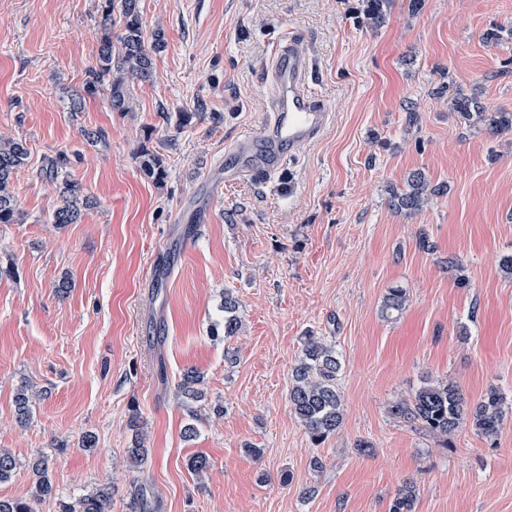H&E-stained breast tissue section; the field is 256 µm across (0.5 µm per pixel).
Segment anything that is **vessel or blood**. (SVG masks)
<instances>
[{
	"label": "vessel or blood",
	"mask_w": 512,
	"mask_h": 512,
	"mask_svg": "<svg viewBox=\"0 0 512 512\" xmlns=\"http://www.w3.org/2000/svg\"><path fill=\"white\" fill-rule=\"evenodd\" d=\"M311 57L298 34L284 37L271 56L264 83L268 108L262 120L227 150L228 182L279 180L296 150L319 141L334 121L327 106L309 89Z\"/></svg>",
	"instance_id": "obj_1"
}]
</instances>
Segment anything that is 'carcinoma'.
I'll return each instance as SVG.
<instances>
[{
  "instance_id": "cac0c4a2",
  "label": "carcinoma",
  "mask_w": 512,
  "mask_h": 512,
  "mask_svg": "<svg viewBox=\"0 0 512 512\" xmlns=\"http://www.w3.org/2000/svg\"><path fill=\"white\" fill-rule=\"evenodd\" d=\"M393 0H358L355 8L357 18L369 24L384 22ZM122 32L121 51L113 53L112 40L103 37L95 67L86 73L84 91L93 96L101 90L109 91L113 108L123 110L125 106L124 83L129 79L147 81L153 69L151 52L164 46L163 34L157 30L151 34V45H146L139 0H121ZM512 39V26H494L483 34L489 46ZM448 102L458 118L468 126H477L491 135L512 133V112L495 108L476 96H468L448 85ZM29 151L23 142H0V224L18 222L19 209L11 188L13 174L27 164ZM71 157L59 152L43 169L45 176L60 183L61 205L53 213L56 224H75L81 211L88 205L83 187L67 177ZM439 189L430 187L425 174L412 173L402 188H393L388 200L389 207L399 213L416 214L423 211ZM408 302L404 288H391L385 295L380 314L389 319L398 316ZM240 326L235 301L224 298V337L234 336ZM342 369V361L336 349L319 336L304 337L301 355L292 368V388L289 394L291 411L301 423L311 440L319 444L336 432L343 422V400L336 380ZM203 376L193 369L184 371L178 391L182 404L187 407L192 422L183 429V438H195L198 420L191 402L204 400L201 388ZM34 395L27 386L18 389L15 397L16 415L20 423L31 417ZM509 403L497 389H490L482 400L475 404L467 401L462 391L453 382L426 379L410 399L394 401L388 408L391 417L420 426L427 433L439 438H448L462 425L471 427L481 436H496L503 424ZM53 459L42 454L32 462L31 468L38 476L35 490L28 498L0 499V512H39V505L53 493L51 480ZM17 468V460L11 452L0 448V483L11 479ZM416 493L411 485L400 489L390 512H413ZM110 492L105 487L79 496L67 506L66 512H109Z\"/></svg>"
}]
</instances>
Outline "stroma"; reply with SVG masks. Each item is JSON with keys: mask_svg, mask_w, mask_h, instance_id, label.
<instances>
[{"mask_svg": "<svg viewBox=\"0 0 512 512\" xmlns=\"http://www.w3.org/2000/svg\"><path fill=\"white\" fill-rule=\"evenodd\" d=\"M356 4L140 0L145 31L165 44L119 111L107 92L85 95L84 80L120 13L104 16L103 0H0V140L30 152L12 179L21 219L0 224V448L17 460L0 498L29 497L42 452L56 494L40 512L98 486L111 512H132L141 486L156 512H389L409 481L414 512H512V410L495 438L465 424L446 440L387 412L426 378L472 402L492 388L512 401V277L500 268L512 254V135L460 123L439 91L445 70L512 112V39L482 41L512 24V0H422L416 11L394 0L376 28ZM287 30L307 43L310 85L334 123L298 150L282 185L210 195L226 146L266 110L263 67ZM180 112L193 115L187 127ZM98 129L104 141L85 138ZM60 151L92 201L75 224L53 223L58 186L41 174ZM147 151L162 155L163 179L143 170ZM418 170L439 195L419 214L393 211L389 189ZM421 234L433 250L419 249ZM396 285L407 307L387 320ZM228 293L241 328L216 338ZM309 334L343 364L344 419L318 445L289 407ZM190 368L206 398L187 441L177 384ZM23 384L40 397L22 427ZM139 434L149 456L137 467ZM197 455L208 471L191 469ZM408 302V295L405 288H390L385 295L380 314L383 318L397 317L405 309Z\"/></svg>", "mask_w": 512, "mask_h": 512, "instance_id": "35a3bbf8", "label": "stroma"}]
</instances>
